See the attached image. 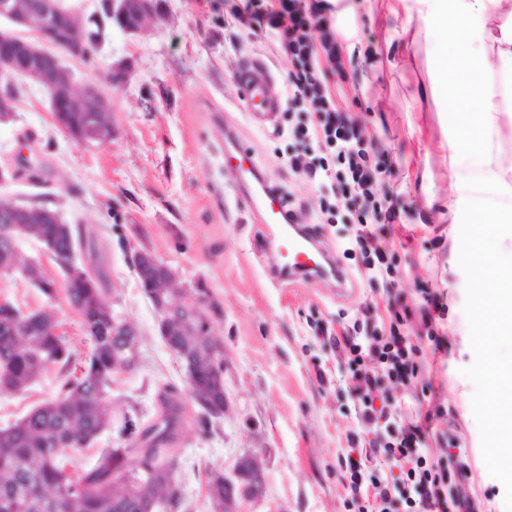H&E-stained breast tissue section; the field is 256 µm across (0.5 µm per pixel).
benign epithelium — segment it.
<instances>
[{"mask_svg": "<svg viewBox=\"0 0 512 512\" xmlns=\"http://www.w3.org/2000/svg\"><path fill=\"white\" fill-rule=\"evenodd\" d=\"M112 26L126 35H138L150 24L163 16L159 0H110ZM0 18L13 25L10 30L0 32V59L8 62L10 69L23 74L33 84L50 95L52 112L57 125L66 135L67 113L90 112L91 124L79 131L78 141L91 146L113 139L115 130L98 114L97 104L101 95L92 84L81 87L74 82L71 72L59 61H48L61 50L73 57L86 54V43L82 36L84 22L79 13L63 7L62 0H0ZM35 27L37 39L27 40L16 31L17 27ZM59 222L58 214L45 207L29 206L16 200L0 203V238L8 240L14 232H36L42 224ZM134 265L143 271L145 292L150 297L157 326L172 349L178 350L187 362L185 381L187 387L196 388L198 369L211 367L215 359L223 356L217 340L213 348L187 351L178 341L183 336H213L204 310L209 297L206 288L199 283H182L175 269L148 251H138L133 257ZM0 271L7 274L18 272L22 278L53 297L57 285L46 276L42 260L21 257L16 248L3 252ZM120 298L112 294V370L119 374L134 373L140 363V353L130 346V338L140 335L137 326L118 310ZM208 395H224L223 412H228L230 403L224 383V373H213ZM266 474L259 457L252 453L239 456L232 470L224 474V506L222 512H245V505L260 501L265 493Z\"/></svg>", "mask_w": 512, "mask_h": 512, "instance_id": "obj_1", "label": "benign epithelium"}]
</instances>
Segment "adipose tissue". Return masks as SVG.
<instances>
[{
	"label": "adipose tissue",
	"mask_w": 512,
	"mask_h": 512,
	"mask_svg": "<svg viewBox=\"0 0 512 512\" xmlns=\"http://www.w3.org/2000/svg\"><path fill=\"white\" fill-rule=\"evenodd\" d=\"M384 50L418 72L421 112H449L442 144L450 173L448 214L463 225L461 258L472 272L476 347L491 379L492 459L512 481V358L498 350L512 338V257H494L488 241H512V156L500 141L512 137V0H386ZM443 39L434 53L432 39ZM482 89L472 103L464 88Z\"/></svg>",
	"instance_id": "ef3b65f1"
}]
</instances>
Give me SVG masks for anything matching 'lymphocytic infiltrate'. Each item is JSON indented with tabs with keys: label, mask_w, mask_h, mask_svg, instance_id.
<instances>
[{
	"label": "lymphocytic infiltrate",
	"mask_w": 512,
	"mask_h": 512,
	"mask_svg": "<svg viewBox=\"0 0 512 512\" xmlns=\"http://www.w3.org/2000/svg\"><path fill=\"white\" fill-rule=\"evenodd\" d=\"M328 0H236L226 24H240L270 37L288 61L287 104L296 123L289 133L300 145L289 163L294 171L327 184L319 211L325 223H336L338 201L351 206L355 233L351 244L361 256L368 281L393 283L397 267L376 244V232L401 220L395 202L378 198L377 177L392 172L391 155L370 156L355 125L341 112L333 82L344 79L342 48L332 28ZM403 316L393 315L388 331L370 332L369 345L346 341L356 383V415L369 433L368 452L399 469L387 480L368 471L363 459L348 458V488L355 512H393L403 499L408 512H481V501L464 488L460 465L428 462L422 453L425 432L420 424L397 425L391 397L375 398L382 380L409 386L423 369L418 349L404 336Z\"/></svg>",
	"instance_id": "f902f5d3"
}]
</instances>
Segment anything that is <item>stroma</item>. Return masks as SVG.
<instances>
[{
  "label": "stroma",
  "instance_id": "stroma-1",
  "mask_svg": "<svg viewBox=\"0 0 512 512\" xmlns=\"http://www.w3.org/2000/svg\"><path fill=\"white\" fill-rule=\"evenodd\" d=\"M252 60L269 67L270 93L283 99L286 62L263 37L225 26L224 0H165L164 18L144 33L107 30L93 62L62 59L76 83L95 82L112 103L116 136L88 148L56 127L43 91L15 77L14 117L0 122V168L17 175L0 182V198L59 211L80 228L79 261L102 288L117 290L121 311L141 333L140 365L115 380L111 400L131 417H148L159 389L175 387L184 412L179 480L190 512H211L206 468L229 470L246 452L261 458L266 474V495L251 512H349L341 461L361 427L348 356L317 328L387 320L385 293L360 278L359 255L346 250L350 225L320 223V185L290 168L295 142L284 134L287 111L262 127L248 117L233 75ZM116 63L128 68L117 85L110 79ZM344 66L342 105L369 151L401 156L410 122L420 119L429 152L427 193L401 194L396 174L377 180L378 196L396 195L403 210L402 225L381 232L378 246L398 268L391 292L411 310L403 331L420 348L426 370L408 392H395L394 407L404 423L430 416L427 459L447 463L448 445L456 443L453 452L470 469L471 491L490 497L492 512H512V484L491 459L490 386L475 347L471 273L456 259L462 227L431 219L425 204L427 196L449 193L440 147L444 117L415 112L412 73L371 83L364 92L368 59L348 57ZM236 150L282 187L296 223L315 233L319 247L347 273L345 290L328 277H279L281 258L277 250H264L265 228L225 160ZM139 249L173 267L181 282H203L211 295L207 314L224 346L230 412L210 431L198 424L200 409L187 394L181 364L162 341L137 284L130 257ZM425 285L447 308L436 324L441 351L417 313ZM62 381L52 370L25 393L0 394V428L54 398Z\"/></svg>",
  "mask_w": 512,
  "mask_h": 512
}]
</instances>
